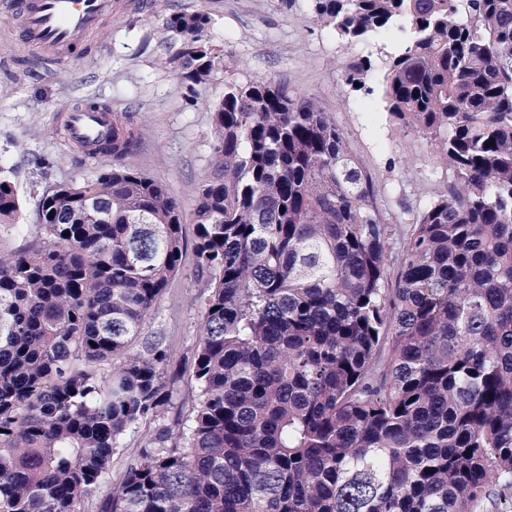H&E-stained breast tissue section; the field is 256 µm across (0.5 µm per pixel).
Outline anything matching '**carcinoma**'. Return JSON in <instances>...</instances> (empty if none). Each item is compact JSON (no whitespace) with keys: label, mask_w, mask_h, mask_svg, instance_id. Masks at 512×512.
I'll return each mask as SVG.
<instances>
[{"label":"carcinoma","mask_w":512,"mask_h":512,"mask_svg":"<svg viewBox=\"0 0 512 512\" xmlns=\"http://www.w3.org/2000/svg\"><path fill=\"white\" fill-rule=\"evenodd\" d=\"M350 43L398 28L388 115L448 183L401 229L313 97L273 80L209 105L192 206L206 283L198 392L172 420L164 339L130 346L178 273L181 206L123 164L38 203L0 249V512H83L124 439L155 432L98 512H512V0H310ZM208 13L173 12L189 91L216 56ZM363 56L345 83L372 93ZM87 197L100 211L84 207ZM18 195L0 168V229Z\"/></svg>","instance_id":"1"}]
</instances>
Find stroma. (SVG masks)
I'll return each mask as SVG.
<instances>
[{
  "mask_svg": "<svg viewBox=\"0 0 512 512\" xmlns=\"http://www.w3.org/2000/svg\"><path fill=\"white\" fill-rule=\"evenodd\" d=\"M112 19L70 56L33 61L19 44L0 42V166L12 173L21 201L17 223L34 227L42 194L63 183L79 184L112 159L83 153L66 140L63 112L92 99L123 123L139 129L136 151L125 163L165 184L184 210L209 174L214 136L209 103L228 80L275 78L315 97L332 112L378 189V207L391 224L411 223L447 180L424 141L396 130L387 115L378 75L372 94L353 90L345 73L357 58L375 65L396 48L390 37L368 44L342 41L309 21V0H114ZM209 14L208 38L218 62L188 105L186 86L165 65L180 41L164 19L176 11ZM180 271L146 319L142 337H163L171 353L167 372L182 375L174 413H187L196 391L192 379L202 331L204 299L194 278V224Z\"/></svg>",
  "mask_w": 512,
  "mask_h": 512,
  "instance_id": "obj_1",
  "label": "stroma"
}]
</instances>
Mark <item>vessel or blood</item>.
<instances>
[{
  "label": "vessel or blood",
  "instance_id": "vessel-or-blood-1",
  "mask_svg": "<svg viewBox=\"0 0 512 512\" xmlns=\"http://www.w3.org/2000/svg\"><path fill=\"white\" fill-rule=\"evenodd\" d=\"M16 30L0 34V40H19L32 56L61 58L80 45L110 18L112 0H16ZM63 126L69 141L86 150L112 135L110 114L77 108L67 111Z\"/></svg>",
  "mask_w": 512,
  "mask_h": 512
}]
</instances>
